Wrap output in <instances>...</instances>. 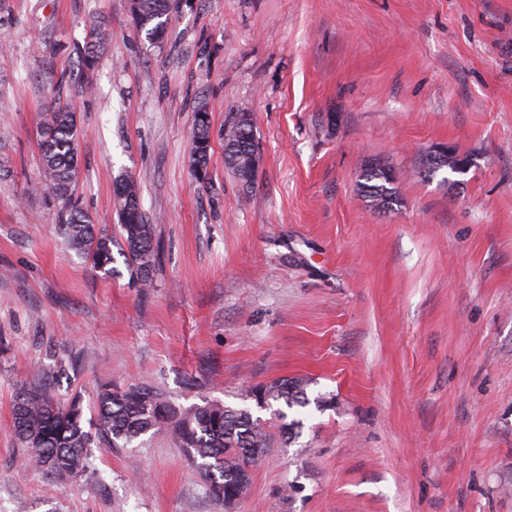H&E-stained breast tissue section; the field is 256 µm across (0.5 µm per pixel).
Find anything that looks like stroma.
Wrapping results in <instances>:
<instances>
[{
    "label": "stroma",
    "mask_w": 512,
    "mask_h": 512,
    "mask_svg": "<svg viewBox=\"0 0 512 512\" xmlns=\"http://www.w3.org/2000/svg\"><path fill=\"white\" fill-rule=\"evenodd\" d=\"M170 3L154 43L130 0H0V512H224L164 431L64 481L25 467L15 396L61 360L50 392L88 418L107 385L251 408L270 444L235 512H512V0ZM92 17L109 40L84 72ZM54 101L77 111L93 223L117 224L116 179L138 184L153 288L62 245ZM231 112L262 155L247 187L224 166ZM441 145L466 174L424 178ZM377 161L386 211L361 190ZM296 378L307 406L244 396ZM201 112L196 113L194 128H193V154L195 162V172L202 179L205 178L207 172V165L210 158V140H209V117L204 113L199 117ZM366 197L378 209H388L397 196L396 179L393 170L381 162H376L366 173Z\"/></svg>",
    "instance_id": "1"
}]
</instances>
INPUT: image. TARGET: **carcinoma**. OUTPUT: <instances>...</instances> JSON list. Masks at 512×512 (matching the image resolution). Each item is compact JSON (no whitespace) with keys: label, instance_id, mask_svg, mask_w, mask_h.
Here are the masks:
<instances>
[{"label":"carcinoma","instance_id":"cac0c4a2","mask_svg":"<svg viewBox=\"0 0 512 512\" xmlns=\"http://www.w3.org/2000/svg\"><path fill=\"white\" fill-rule=\"evenodd\" d=\"M170 0H135L131 12L139 30L154 42L166 36ZM88 46L79 52L83 68L98 61L106 39L101 21L89 23ZM78 127L76 112L69 106L55 107L49 113L41 144L42 175L46 189L65 204L59 217V233L65 244L89 259L94 267L112 264V247L132 267V275L142 288L154 285L158 256L156 225L148 222L140 207L135 183L121 178L114 196L118 224L108 231L91 222L73 195L76 177ZM195 172L206 176L210 158L209 117H195L193 128ZM260 163L256 152L252 120L245 112L230 114L224 124V165L244 186L253 182ZM461 161L450 156L437 161L427 155L421 171L432 178L440 171H459ZM393 170L377 162L366 173V197L379 209H388L397 196ZM265 404L280 400L287 406L309 404L306 384L281 380L262 388ZM12 427L26 448L29 465L55 480L84 472L91 464L89 448L97 440L110 448H126L153 430L170 432L189 460L205 477L209 493L217 502L249 483L250 468L269 447V433L260 419L247 408H232L219 402L181 409L153 388L141 385L105 388L98 397L95 417L83 423V409L76 397L61 404L46 384L22 388L16 395Z\"/></svg>","mask_w":512,"mask_h":512}]
</instances>
